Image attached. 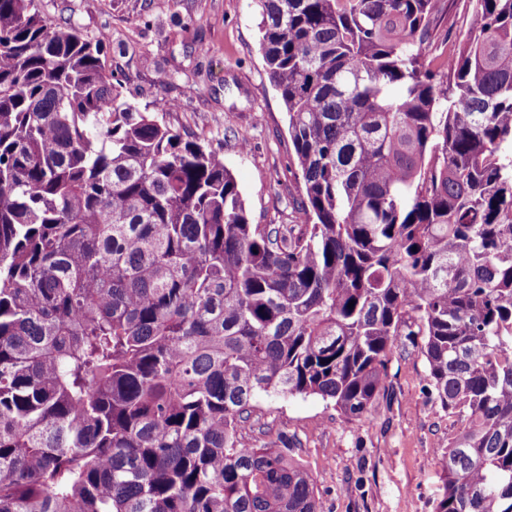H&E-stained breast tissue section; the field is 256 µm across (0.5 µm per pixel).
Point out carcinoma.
I'll return each instance as SVG.
<instances>
[{"mask_svg":"<svg viewBox=\"0 0 512 512\" xmlns=\"http://www.w3.org/2000/svg\"><path fill=\"white\" fill-rule=\"evenodd\" d=\"M255 0L294 223L0 0V512H320L262 394L374 414L399 336L461 431L437 512H512V0ZM353 308H348L349 302ZM464 1L466 0H459L457 9L452 13H444L439 16L437 32L441 40L449 33L450 44L455 41L460 43L468 29L472 26L474 15L471 10L466 8Z\"/></svg>","mask_w":512,"mask_h":512,"instance_id":"cac0c4a2","label":"carcinoma"}]
</instances>
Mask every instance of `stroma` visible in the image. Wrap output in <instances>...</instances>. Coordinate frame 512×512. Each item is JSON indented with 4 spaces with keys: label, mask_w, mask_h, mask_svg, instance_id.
<instances>
[{
    "label": "stroma",
    "mask_w": 512,
    "mask_h": 512,
    "mask_svg": "<svg viewBox=\"0 0 512 512\" xmlns=\"http://www.w3.org/2000/svg\"><path fill=\"white\" fill-rule=\"evenodd\" d=\"M41 8L84 36L107 35L106 68L136 107L174 102L163 121L223 155L253 223H291L300 184L253 0H41ZM460 426L431 395L418 347L403 338L372 418L346 421L318 396L262 395L241 442L290 438L322 512H435L446 494L439 454Z\"/></svg>",
    "instance_id": "35a3bbf8"
}]
</instances>
